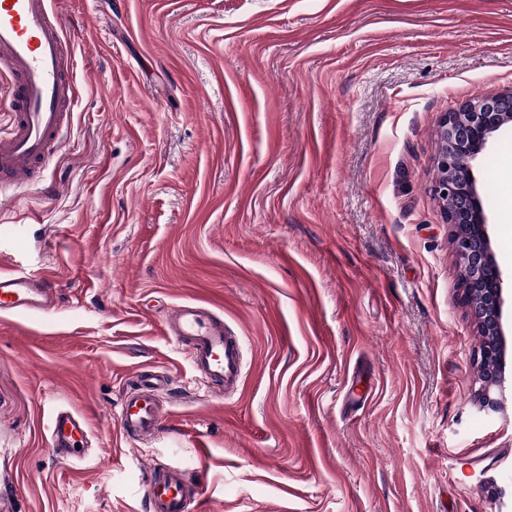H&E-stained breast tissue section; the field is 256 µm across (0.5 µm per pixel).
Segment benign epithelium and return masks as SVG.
<instances>
[{"label": "benign epithelium", "mask_w": 512, "mask_h": 512, "mask_svg": "<svg viewBox=\"0 0 512 512\" xmlns=\"http://www.w3.org/2000/svg\"><path fill=\"white\" fill-rule=\"evenodd\" d=\"M511 123L512 91L444 113L432 185L439 201L453 197L458 202L455 210L446 212V223L466 274L461 282L463 302L479 333L485 336L480 350L479 398L481 407L490 411L497 409V393L504 384L503 276L492 253L471 162L495 132Z\"/></svg>", "instance_id": "benign-epithelium-1"}]
</instances>
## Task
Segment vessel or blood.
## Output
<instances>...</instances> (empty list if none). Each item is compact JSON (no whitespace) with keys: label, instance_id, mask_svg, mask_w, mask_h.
I'll return each instance as SVG.
<instances>
[{"label":"vessel or blood","instance_id":"b4317fda","mask_svg":"<svg viewBox=\"0 0 512 512\" xmlns=\"http://www.w3.org/2000/svg\"><path fill=\"white\" fill-rule=\"evenodd\" d=\"M50 0H0V75L8 76V131L0 135V187L37 182L55 158L61 133L71 121L68 107L76 96L69 75L70 47ZM56 307L51 283L23 270H0V316L44 317ZM166 332L186 351L196 375L216 396L237 390L242 379V344L224 330L223 320L194 303L174 306ZM169 379L140 372L120 401L116 420L130 438L159 434L163 407L155 394ZM88 436L85 420L70 410L57 411L51 424L54 451L75 457ZM143 499L148 512H201L199 493L190 492L180 472L148 480Z\"/></svg>","mask_w":512,"mask_h":512}]
</instances>
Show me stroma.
<instances>
[{
  "mask_svg": "<svg viewBox=\"0 0 512 512\" xmlns=\"http://www.w3.org/2000/svg\"><path fill=\"white\" fill-rule=\"evenodd\" d=\"M77 103L44 185L0 192V512H145L179 469L208 512H512V126L473 162L504 274L502 407L431 191L442 115L512 90V0H65ZM243 341L213 395L165 330ZM169 375L143 441L127 381ZM85 459L49 446L57 409ZM51 283L21 269H0V316L29 314L45 317L56 307Z\"/></svg>",
  "mask_w": 512,
  "mask_h": 512,
  "instance_id": "obj_1",
  "label": "stroma"
}]
</instances>
